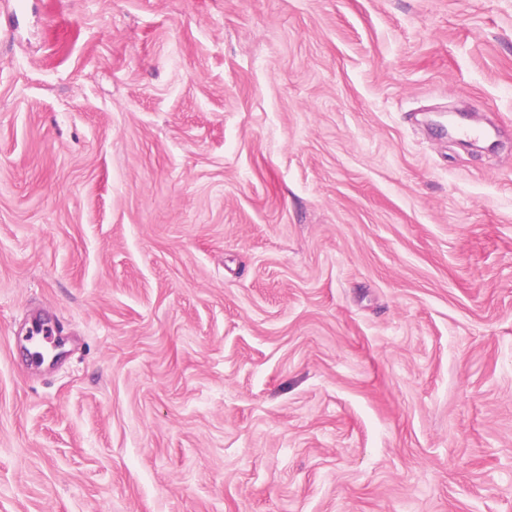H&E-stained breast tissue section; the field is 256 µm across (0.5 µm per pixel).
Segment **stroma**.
I'll return each instance as SVG.
<instances>
[{"label":"stroma","mask_w":512,"mask_h":512,"mask_svg":"<svg viewBox=\"0 0 512 512\" xmlns=\"http://www.w3.org/2000/svg\"><path fill=\"white\" fill-rule=\"evenodd\" d=\"M21 3L0 512H512V0Z\"/></svg>","instance_id":"35a3bbf8"}]
</instances>
